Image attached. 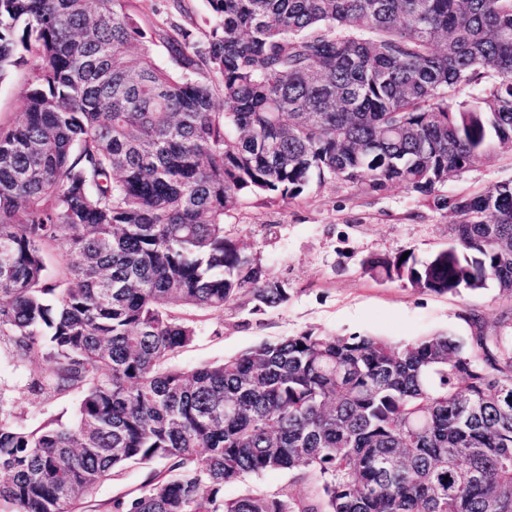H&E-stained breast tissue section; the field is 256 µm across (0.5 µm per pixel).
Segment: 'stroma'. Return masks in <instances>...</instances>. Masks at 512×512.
Instances as JSON below:
<instances>
[{
    "label": "stroma",
    "instance_id": "obj_1",
    "mask_svg": "<svg viewBox=\"0 0 512 512\" xmlns=\"http://www.w3.org/2000/svg\"><path fill=\"white\" fill-rule=\"evenodd\" d=\"M29 73V64L21 63L0 81L1 124L19 122ZM510 179L512 148L504 147L492 160L448 181L440 192L449 197L478 193ZM450 222L447 211L401 186L367 195L336 181L313 186L291 200L241 201L226 212L224 233L286 283L289 299L264 312L254 311L246 296L221 313L194 312L197 335L175 354L173 365L190 369L220 363L258 342L310 330L408 343L437 332L468 337L464 316L469 312L496 325L512 310V298L495 288L437 295L400 282H379L363 272L366 258L403 250L417 260H429L451 245ZM0 386L9 389L16 412L29 427L52 418H75L78 397L42 403L3 357ZM153 470L150 464L133 465L105 478L81 501L80 512H112L113 500L136 494Z\"/></svg>",
    "mask_w": 512,
    "mask_h": 512
}]
</instances>
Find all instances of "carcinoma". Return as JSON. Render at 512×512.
I'll return each instance as SVG.
<instances>
[{"instance_id":"obj_1","label":"carcinoma","mask_w":512,"mask_h":512,"mask_svg":"<svg viewBox=\"0 0 512 512\" xmlns=\"http://www.w3.org/2000/svg\"><path fill=\"white\" fill-rule=\"evenodd\" d=\"M206 2L199 36L186 0L148 29L136 0H0V80L31 65L0 126V356L46 401L79 395L74 423L30 429L0 387V512H76L153 463L113 512H512V313L469 314L466 341L304 331L166 365L196 336L178 310L288 300L224 214L314 183L451 215L448 248L370 257V276L512 297V180L439 194L512 145V0ZM269 471L309 494L224 496ZM159 464L133 465L105 478L95 492L81 501L77 511L113 512L112 502L119 497H129L139 492L149 480L153 471L160 470Z\"/></svg>"}]
</instances>
